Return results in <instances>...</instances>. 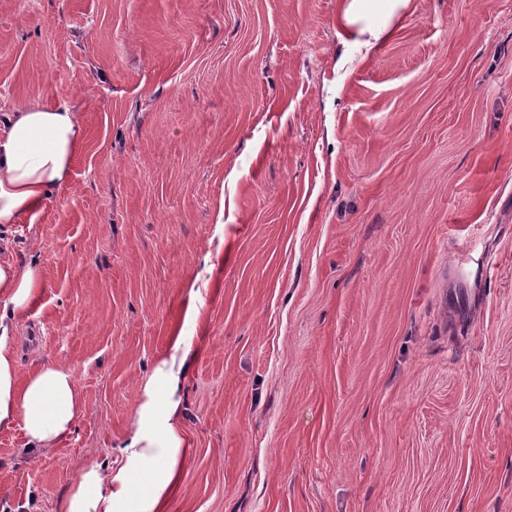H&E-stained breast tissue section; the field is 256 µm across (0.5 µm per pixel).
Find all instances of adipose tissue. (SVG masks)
<instances>
[{"label":"adipose tissue","mask_w":512,"mask_h":512,"mask_svg":"<svg viewBox=\"0 0 512 512\" xmlns=\"http://www.w3.org/2000/svg\"><path fill=\"white\" fill-rule=\"evenodd\" d=\"M413 0H386L384 19L368 18L365 0H341L338 19L373 50L393 34L394 20ZM86 131L80 112L22 103L0 116V225L38 210L70 178ZM43 282L36 261H21L0 240V430L21 427L27 448H55L71 432L81 408L73 371L45 361L22 372L9 330L24 320ZM189 350L174 337L139 390L120 459L85 465L58 502V512H167L185 469L182 389Z\"/></svg>","instance_id":"obj_1"}]
</instances>
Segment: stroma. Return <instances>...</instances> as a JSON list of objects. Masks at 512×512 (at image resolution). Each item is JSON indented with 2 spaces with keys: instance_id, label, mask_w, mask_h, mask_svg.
I'll list each match as a JSON object with an SVG mask.
<instances>
[{
  "instance_id": "35a3bbf8",
  "label": "stroma",
  "mask_w": 512,
  "mask_h": 512,
  "mask_svg": "<svg viewBox=\"0 0 512 512\" xmlns=\"http://www.w3.org/2000/svg\"><path fill=\"white\" fill-rule=\"evenodd\" d=\"M339 5L0 0V115L87 132L0 229L43 272L21 370L83 402L47 452L0 431V512L114 462L178 335L168 512H512V0H414L370 52Z\"/></svg>"
}]
</instances>
